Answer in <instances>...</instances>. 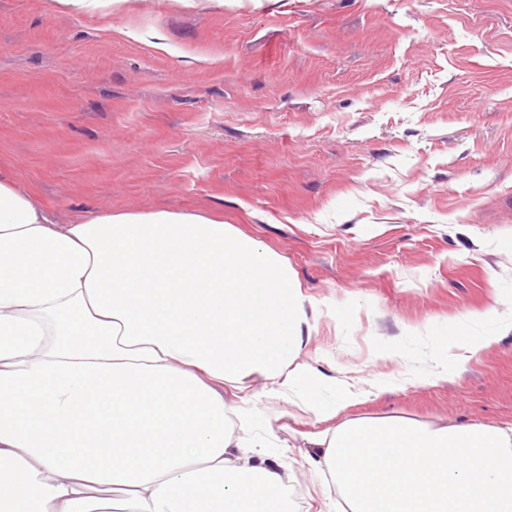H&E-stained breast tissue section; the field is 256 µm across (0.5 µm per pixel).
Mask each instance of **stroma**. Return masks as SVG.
<instances>
[{
    "instance_id": "35a3bbf8",
    "label": "stroma",
    "mask_w": 512,
    "mask_h": 512,
    "mask_svg": "<svg viewBox=\"0 0 512 512\" xmlns=\"http://www.w3.org/2000/svg\"><path fill=\"white\" fill-rule=\"evenodd\" d=\"M0 175L58 224L198 214L276 253L299 362L361 394L338 421L512 423V0H0ZM271 388L224 395L257 396L291 512H320L328 424ZM133 0H57V3L78 13H94L102 9L112 8L129 12L132 10Z\"/></svg>"
}]
</instances>
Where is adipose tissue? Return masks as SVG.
<instances>
[{
  "label": "adipose tissue",
  "mask_w": 512,
  "mask_h": 512,
  "mask_svg": "<svg viewBox=\"0 0 512 512\" xmlns=\"http://www.w3.org/2000/svg\"><path fill=\"white\" fill-rule=\"evenodd\" d=\"M279 256L223 221L155 211L53 223L0 177V512H290L247 378L336 416L358 399L297 360ZM313 466L346 512H512V424L347 421Z\"/></svg>",
  "instance_id": "1"
}]
</instances>
